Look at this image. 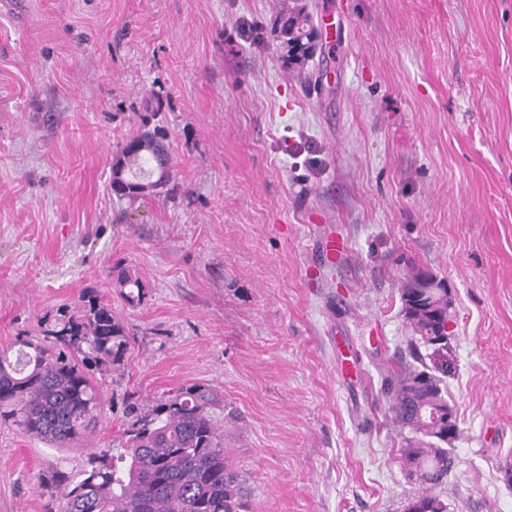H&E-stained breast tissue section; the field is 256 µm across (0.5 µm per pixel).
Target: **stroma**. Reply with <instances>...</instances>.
I'll return each mask as SVG.
<instances>
[{
	"label": "stroma",
	"mask_w": 512,
	"mask_h": 512,
	"mask_svg": "<svg viewBox=\"0 0 512 512\" xmlns=\"http://www.w3.org/2000/svg\"><path fill=\"white\" fill-rule=\"evenodd\" d=\"M27 2L0 9V350L87 288L135 336L94 370L105 419L81 446L0 422V512H60L47 475L81 479L129 403L191 384L221 400L253 512H405L385 387L414 270L450 301L448 512H512V0ZM298 9L319 33L301 67L273 36ZM159 87L178 190L117 201L112 158ZM112 288L127 303L140 301L143 295L141 278L129 269H119L113 275Z\"/></svg>",
	"instance_id": "obj_1"
}]
</instances>
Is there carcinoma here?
<instances>
[{
  "mask_svg": "<svg viewBox=\"0 0 512 512\" xmlns=\"http://www.w3.org/2000/svg\"><path fill=\"white\" fill-rule=\"evenodd\" d=\"M310 29V17L302 11L281 15L273 34L289 63L299 65L310 57H294L289 50L301 31ZM166 102L162 92H151L145 111L138 114V130L117 146L112 160V192L131 204L149 196L167 198L175 190L172 173L152 177L158 162L171 164L168 133L155 123ZM421 281L431 283L433 277L421 271L410 275L401 300L415 339L426 345L435 317L447 320L448 310L437 306L438 289L421 288ZM112 287L129 304L143 295L141 278L129 269L116 271ZM129 345L130 329L112 310V301L96 288L86 289L77 310L57 309L41 339L20 336L13 348L0 352V421L59 448L93 436L102 397L91 366L120 364ZM409 354L416 365L398 380L391 411L399 426L431 442L411 437L400 449L421 484L408 506L448 512L442 496L453 458L444 448L443 430L427 423V415L434 408L447 409L450 402L442 379L424 364L417 346ZM214 402L205 386L179 387L156 403L149 417L128 422L119 447L91 462L81 480L54 473L49 482L61 492V512H251L250 492L229 464L224 434L210 415Z\"/></svg>",
  "mask_w": 512,
  "mask_h": 512,
  "instance_id": "obj_1",
  "label": "carcinoma"
}]
</instances>
